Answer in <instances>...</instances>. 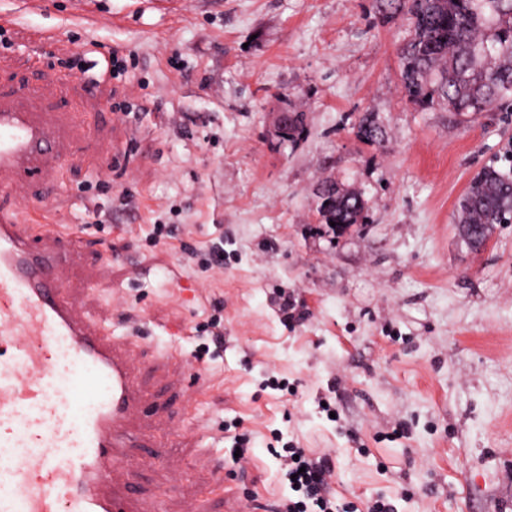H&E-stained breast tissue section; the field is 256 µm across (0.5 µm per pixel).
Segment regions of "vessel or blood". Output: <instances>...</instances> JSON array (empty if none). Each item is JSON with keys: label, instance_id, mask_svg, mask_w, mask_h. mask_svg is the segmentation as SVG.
Listing matches in <instances>:
<instances>
[{"label": "vessel or blood", "instance_id": "b4317fda", "mask_svg": "<svg viewBox=\"0 0 512 512\" xmlns=\"http://www.w3.org/2000/svg\"><path fill=\"white\" fill-rule=\"evenodd\" d=\"M44 83L0 85V512H140L116 463L150 414L131 337L71 293L70 232L15 219L55 188L94 93L42 105Z\"/></svg>", "mask_w": 512, "mask_h": 512}]
</instances>
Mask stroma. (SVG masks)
Instances as JSON below:
<instances>
[{
    "instance_id": "1",
    "label": "stroma",
    "mask_w": 512,
    "mask_h": 512,
    "mask_svg": "<svg viewBox=\"0 0 512 512\" xmlns=\"http://www.w3.org/2000/svg\"><path fill=\"white\" fill-rule=\"evenodd\" d=\"M45 2L0 0V83L73 77L78 53L96 64L100 110L41 210L74 233L86 313L137 338L161 406L141 424L171 437L124 463L147 506L275 512L291 493L277 431L330 458L337 501L360 510L512 512V224L473 251L455 211L484 166L512 169V99L461 116L410 102L407 23L374 0ZM281 112L300 118L285 143ZM329 182L364 201L341 233L321 214ZM215 320L224 346L196 360ZM271 376L294 394L263 388ZM235 433L251 438L239 463Z\"/></svg>"
}]
</instances>
